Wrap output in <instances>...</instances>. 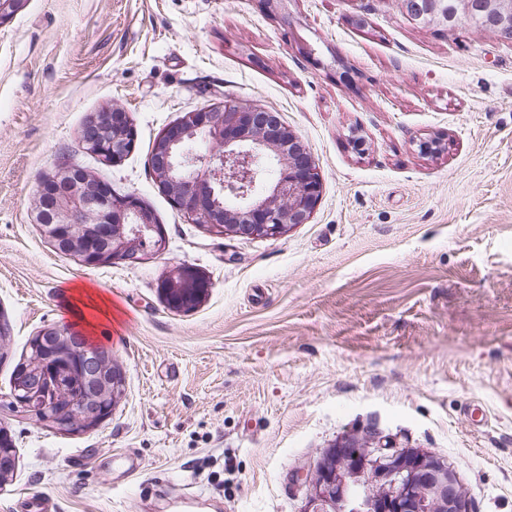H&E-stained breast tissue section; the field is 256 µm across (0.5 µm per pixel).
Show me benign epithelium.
<instances>
[{
	"label": "benign epithelium",
	"instance_id": "benign-epithelium-1",
	"mask_svg": "<svg viewBox=\"0 0 512 512\" xmlns=\"http://www.w3.org/2000/svg\"><path fill=\"white\" fill-rule=\"evenodd\" d=\"M412 21L430 24L437 0H398ZM475 0H454L446 29L457 16L473 14ZM485 25L512 37V0H480ZM81 148L112 166L134 150L136 131L127 112L114 108L90 114L80 130ZM155 181L176 208L219 235L279 238L310 220L322 194V178L308 146L285 127L278 113L260 104L222 103L185 113L161 133L149 157ZM224 197L219 203L217 197ZM34 219L56 252L88 266L137 263L148 235L165 242L148 208L133 195H116L101 178L66 161L39 181ZM101 247L87 249L89 232ZM212 288L193 266L179 264L159 283L166 306L176 312L198 306ZM40 369L77 380L85 397L48 404L38 384L6 396L19 416L49 420L55 427L94 428L109 416L119 393V370L107 360L112 350L92 343L69 326L42 331ZM12 437L0 423V483L13 472ZM306 512H471L456 471L421 448L392 449L371 431L343 435L322 454L308 477Z\"/></svg>",
	"mask_w": 512,
	"mask_h": 512
}]
</instances>
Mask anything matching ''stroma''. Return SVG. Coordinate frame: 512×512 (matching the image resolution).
Returning a JSON list of instances; mask_svg holds the SVG:
<instances>
[{"mask_svg": "<svg viewBox=\"0 0 512 512\" xmlns=\"http://www.w3.org/2000/svg\"><path fill=\"white\" fill-rule=\"evenodd\" d=\"M370 5L28 0L0 24V395L82 284L112 301L91 337L123 374L87 431L0 408L18 454L0 512H304L297 474L363 429L447 461L472 512H512V43ZM229 98L279 112L322 176L282 237L193 223L149 169L167 125ZM111 106L137 142L104 168L78 132ZM61 159L139 197L164 249L59 256L33 204ZM181 263L212 284L189 312L157 291Z\"/></svg>", "mask_w": 512, "mask_h": 512, "instance_id": "1", "label": "stroma"}]
</instances>
